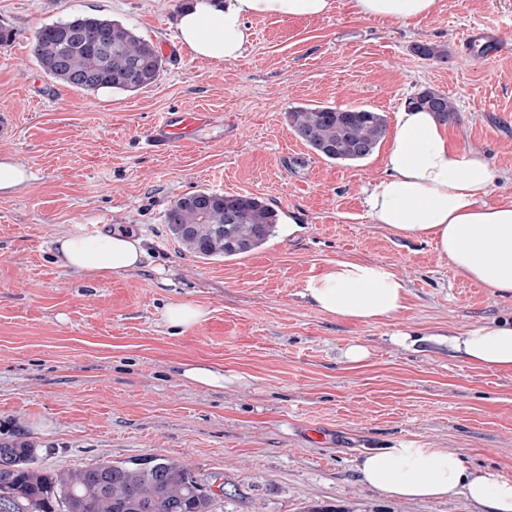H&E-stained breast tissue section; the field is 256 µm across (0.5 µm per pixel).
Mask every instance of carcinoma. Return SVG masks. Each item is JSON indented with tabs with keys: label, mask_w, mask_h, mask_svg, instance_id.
<instances>
[{
	"label": "carcinoma",
	"mask_w": 512,
	"mask_h": 512,
	"mask_svg": "<svg viewBox=\"0 0 512 512\" xmlns=\"http://www.w3.org/2000/svg\"><path fill=\"white\" fill-rule=\"evenodd\" d=\"M43 71L79 90L137 92L157 82L164 58L157 47L118 20L79 15L37 29L32 47ZM414 52L445 60L447 50L417 44ZM409 103L446 123L457 108L448 96L426 88ZM288 125L311 150L331 161L358 162L385 137L387 119L370 109L298 105ZM171 235L206 260L233 259L263 247L274 236L278 215L255 195L199 190L176 200L165 213ZM39 448L28 441L0 442V512H215V493L186 464L149 459L51 471L36 465Z\"/></svg>",
	"instance_id": "carcinoma-1"
}]
</instances>
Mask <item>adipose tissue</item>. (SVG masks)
Segmentation results:
<instances>
[{"mask_svg": "<svg viewBox=\"0 0 512 512\" xmlns=\"http://www.w3.org/2000/svg\"><path fill=\"white\" fill-rule=\"evenodd\" d=\"M440 3L349 0V7L363 19L407 21L431 16ZM334 8V0H195L179 13L176 27L197 56L232 62L241 59L250 41L248 19H315ZM501 177L481 150L450 144L433 113L406 105L396 114L383 173L366 189L364 205L387 230L432 243L463 277L512 298V203L486 201ZM55 249L62 266L102 278L137 270L144 254L141 238L120 232L66 235ZM302 296L320 313L371 325L404 309L407 286L384 264L336 260L306 282ZM428 339L471 367L512 372V322L434 332ZM357 469L364 483L396 499L462 494L489 512H512L511 477L469 470L442 448L407 441L366 452Z\"/></svg>", "mask_w": 512, "mask_h": 512, "instance_id": "ef3b65f1", "label": "adipose tissue"}]
</instances>
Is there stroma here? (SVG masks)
<instances>
[{"label": "stroma", "instance_id": "obj_1", "mask_svg": "<svg viewBox=\"0 0 512 512\" xmlns=\"http://www.w3.org/2000/svg\"><path fill=\"white\" fill-rule=\"evenodd\" d=\"M188 0H0V110L19 116L0 155L30 173L0 197V440H29L48 470L163 455L216 489V512H483L459 495L406 501L365 484L360 456L415 440L467 468L512 475V374L477 370L429 343L407 350L392 332L464 330L512 318V299L466 280L432 244L377 224L363 190L384 151L329 161L289 128L301 104L370 108L394 120L418 90L458 109L447 132L501 170L488 203L512 202V50H464L476 26L512 42V0H442L406 22L365 20L348 0L324 18L250 20L242 59L216 63L183 45L176 19ZM91 14L128 24L165 60L135 93L80 91L47 75L36 30ZM435 44L447 61L423 58ZM176 110L212 125L169 151L145 143ZM198 190L250 193L273 207L277 232L258 251L204 260L185 251L164 215ZM134 233L140 269L102 279L61 267L55 241ZM388 265L407 287L396 317L362 325L303 299L327 262ZM200 304V323L173 329L166 304ZM368 358L352 367L350 342ZM202 361L223 388L178 377Z\"/></svg>", "mask_w": 512, "mask_h": 512}]
</instances>
